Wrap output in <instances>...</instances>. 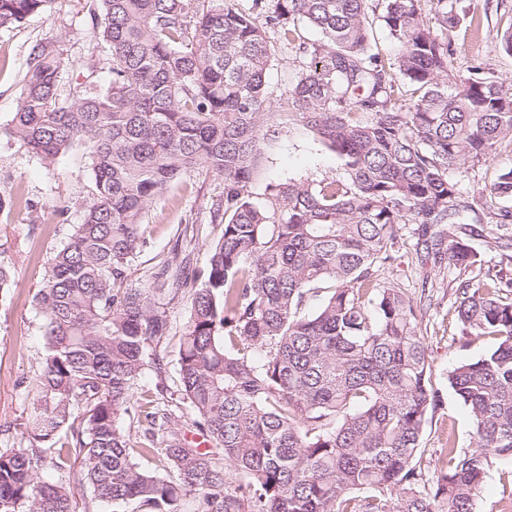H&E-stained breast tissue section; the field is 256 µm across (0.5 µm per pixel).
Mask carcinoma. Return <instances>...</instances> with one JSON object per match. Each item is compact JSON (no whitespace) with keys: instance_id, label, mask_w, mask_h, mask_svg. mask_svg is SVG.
I'll return each mask as SVG.
<instances>
[{"instance_id":"cac0c4a2","label":"carcinoma","mask_w":512,"mask_h":512,"mask_svg":"<svg viewBox=\"0 0 512 512\" xmlns=\"http://www.w3.org/2000/svg\"><path fill=\"white\" fill-rule=\"evenodd\" d=\"M399 52L372 42L369 0H101L95 33L110 79L70 101L56 93L68 60L29 62L10 135L46 166L73 147L91 160L92 198L35 294L45 324L32 411L0 450V512H77L71 483L139 512H477L487 470L512 458V301L475 272L460 225L512 224V169L476 195L452 173L512 139V93L474 66L450 74L448 0H382ZM50 0H0V28ZM322 38L302 39L303 27ZM304 60L288 110L342 161L345 176L250 191L261 145L278 134L267 75L277 42ZM224 178V227L206 270L184 276L173 250L153 287H127L148 245L149 206L188 170ZM418 224L425 259L471 277L455 308L462 333L495 344L448 372L473 426L424 479L420 442L441 405L419 310L373 268L396 261ZM325 291L317 311L306 296ZM190 301L172 408L134 391L165 373L166 319L156 301ZM189 411L212 442L188 439ZM147 421L136 441L123 417ZM157 457L174 476L144 468ZM80 463L79 471L73 463ZM48 465L60 478L46 481ZM239 476L232 484L230 475Z\"/></svg>"}]
</instances>
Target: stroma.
<instances>
[{
    "mask_svg": "<svg viewBox=\"0 0 512 512\" xmlns=\"http://www.w3.org/2000/svg\"><path fill=\"white\" fill-rule=\"evenodd\" d=\"M470 9L463 23L449 32L455 50L454 78L464 81L479 65L512 90V54L501 39L512 25V0H460ZM97 0H51L46 11L0 29V262L10 265L15 281L0 292V448L20 436L19 423L32 410L25 387L37 371L43 354V318L34 295L47 263L80 223L91 198V161L80 149L60 154L53 167L28 153L9 134L10 120L19 105L20 87L30 58L41 48L63 52L69 68L58 84L57 95L66 100L78 85L102 87L109 75L110 56L95 36L92 17ZM280 133L262 146L261 166L251 190L262 196L272 181H310L342 177V160L323 147L300 121L290 119L287 107L277 109ZM512 169V141H500L481 162L465 165L455 177L463 187L478 190L498 181ZM224 181L205 166H197L172 184L152 203L145 218L148 248L130 264L128 283L144 286L163 253L185 249L188 274L205 269L212 245L224 222ZM464 239L480 254L483 268L508 283L512 297V263H501L502 253L512 254V237L502 235L491 220L467 225ZM414 224L404 229L400 264L378 268L379 282H395L421 310V330L428 346L433 380L442 404L425 428L420 444L421 464L433 472L448 439L459 448L472 444L469 415L449 388L447 375L464 360L480 357L492 345L487 337L460 336L454 320L459 302L457 270L426 261L417 246ZM168 334L160 353L166 361L165 382L176 387L179 340L187 320V305L167 307ZM512 459L493 463L479 493L478 512H512Z\"/></svg>",
    "mask_w": 512,
    "mask_h": 512,
    "instance_id": "1",
    "label": "stroma"
}]
</instances>
